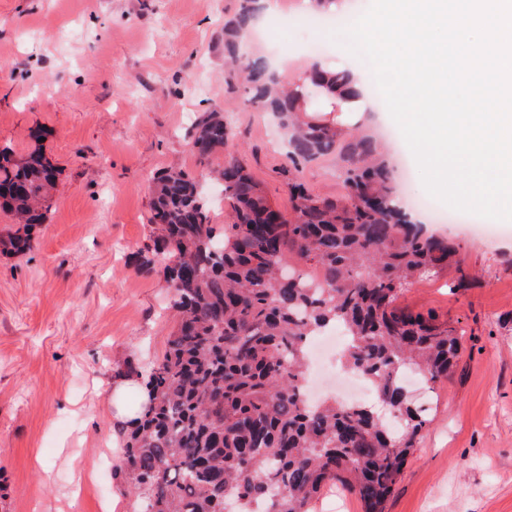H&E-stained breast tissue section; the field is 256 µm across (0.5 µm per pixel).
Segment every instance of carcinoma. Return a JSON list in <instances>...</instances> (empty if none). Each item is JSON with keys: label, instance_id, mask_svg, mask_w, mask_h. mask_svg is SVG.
Masks as SVG:
<instances>
[{"label": "carcinoma", "instance_id": "obj_1", "mask_svg": "<svg viewBox=\"0 0 512 512\" xmlns=\"http://www.w3.org/2000/svg\"><path fill=\"white\" fill-rule=\"evenodd\" d=\"M238 0L224 21V80L271 112L294 163L334 155L343 190L334 197L289 184L291 214L272 205L245 161L224 148L234 137L220 112H200L190 146L200 177L170 169L151 186L152 255L163 264L177 318L167 350L146 370L149 404L124 430L129 492L139 512H312L329 481L345 483L363 512H383L425 427L399 373L435 384L459 357L460 336L436 314L397 305L408 286L456 262L460 246L392 206L397 194L386 146L365 129L307 116L302 88L355 96L347 73L312 72L293 86L268 58L244 55L258 18ZM224 186L229 223H211L200 180ZM56 168L41 148L18 159L0 147V209L23 229L0 237L10 253L34 247ZM310 264L308 285L292 267ZM349 336L342 361L366 376L382 415L368 405H318L303 396L307 340L331 326Z\"/></svg>", "mask_w": 512, "mask_h": 512}]
</instances>
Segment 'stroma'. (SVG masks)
I'll list each match as a JSON object with an SVG mask.
<instances>
[{"label":"stroma","mask_w":512,"mask_h":512,"mask_svg":"<svg viewBox=\"0 0 512 512\" xmlns=\"http://www.w3.org/2000/svg\"><path fill=\"white\" fill-rule=\"evenodd\" d=\"M237 0H0V144L41 147L58 168L46 224L23 256L0 253V512H133L121 478L112 383L160 357L175 320L159 270H143L150 178L177 165L195 113L232 108L228 150L270 202L289 185L341 190L336 159L294 168L272 117L224 83L218 40ZM319 62L373 84L342 27ZM46 135L34 143L29 132ZM457 237L460 267L408 288L399 306L430 311L463 336L456 366L429 397V421L385 512H512V221ZM466 287H456L459 273Z\"/></svg>","instance_id":"35a3bbf8"}]
</instances>
